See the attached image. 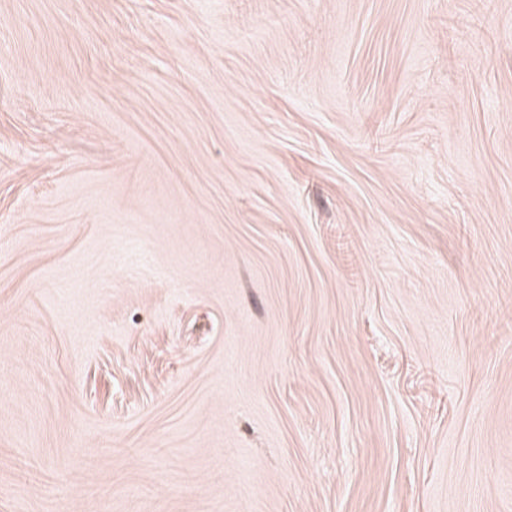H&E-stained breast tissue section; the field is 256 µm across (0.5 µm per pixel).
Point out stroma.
I'll list each match as a JSON object with an SVG mask.
<instances>
[{"label": "stroma", "instance_id": "stroma-1", "mask_svg": "<svg viewBox=\"0 0 512 512\" xmlns=\"http://www.w3.org/2000/svg\"><path fill=\"white\" fill-rule=\"evenodd\" d=\"M0 512H512V0H0Z\"/></svg>", "mask_w": 512, "mask_h": 512}]
</instances>
